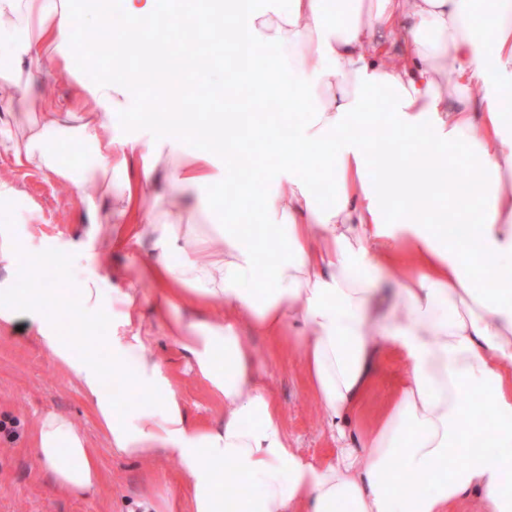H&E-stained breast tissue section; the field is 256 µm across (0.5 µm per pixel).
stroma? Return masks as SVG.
<instances>
[{
    "label": "stroma",
    "instance_id": "obj_1",
    "mask_svg": "<svg viewBox=\"0 0 512 512\" xmlns=\"http://www.w3.org/2000/svg\"><path fill=\"white\" fill-rule=\"evenodd\" d=\"M92 86L89 76L77 65H70L55 80L34 87L36 107L49 111L66 102L92 107ZM0 187L10 192L8 224L25 250H69L74 254V273L91 274L95 268L87 260L89 245L111 243L107 260L112 268L136 279L145 307L142 324L149 336L148 351L173 376L190 420L207 424L222 415L223 405L189 369L163 321L151 308L154 285L138 277L149 243H142L140 253H130L119 243L120 225L111 219L96 225L93 236H86V227L81 222L83 198L39 169L18 167L1 145ZM162 205L169 210L196 206L195 222L212 239L209 257L222 258L224 229L208 205H195L193 198L173 192L165 193ZM35 334V326L28 322L20 328L13 324L0 326V415H10L18 422L17 435L0 441V512H137L141 490L149 482L160 494L177 495L178 462L163 456L142 461L113 455L108 437L83 400L76 380L37 344ZM250 340L265 385L299 454L315 463L331 458L336 443L324 427L322 412L301 363L280 353L266 337L254 334ZM408 370L409 363L402 354H386L366 397L365 420L375 418L400 387ZM49 412L65 415L87 435L101 466L102 479L94 490L73 495L54 487L38 467L31 433L37 421Z\"/></svg>",
    "mask_w": 512,
    "mask_h": 512
}]
</instances>
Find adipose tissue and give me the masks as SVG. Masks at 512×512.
<instances>
[{
	"mask_svg": "<svg viewBox=\"0 0 512 512\" xmlns=\"http://www.w3.org/2000/svg\"><path fill=\"white\" fill-rule=\"evenodd\" d=\"M265 9L201 6L199 24L223 42L263 43L271 56L251 64L249 83L269 71L288 72L272 96L308 121L284 147L286 166L263 198L264 224L251 232L224 227V257L206 261L208 234L190 210L144 208L157 169L149 165L163 145H175L168 117L147 95L129 92L141 77L96 85V109L75 106L0 118V142L15 163L35 167L85 197L112 191V173L137 158L145 163L129 187L127 210L136 222L125 241L150 236L153 255L139 275L156 284L154 309L193 372L224 404L206 425L188 417L164 364L147 352L136 286L110 288L112 268L77 288L30 287L43 255L22 250L10 226H0V324L25 318L39 345L77 380L106 432L113 455L175 459L185 512H451L477 497L480 512H512V0H266ZM115 23L109 0H96L97 25L121 43L130 32L175 27L176 0H124ZM79 18L73 0H0V88L26 103L33 84L52 76L73 43ZM481 96H472V88ZM116 112L142 113L146 137L112 135ZM388 117L386 133L397 163L386 182L365 165L369 143L360 134L375 113ZM200 143L192 162L171 166L169 184L202 192L210 201L249 195L247 182L213 169L223 127L186 124ZM69 140L86 157L60 168L55 152ZM475 174L462 185L438 180L457 158ZM333 183L330 203L318 189ZM444 211L466 233L445 235L417 216V205ZM277 257L265 271L257 261L268 245ZM493 259L501 288H482L477 262ZM388 271L398 285L402 318L375 321L380 300L374 278ZM224 299L220 323L185 320L180 308ZM112 316L95 333L97 352H80V337L63 335L62 322L83 325L102 305ZM256 332L302 360L310 388L336 438L335 456L320 465L293 446L266 390L242 329ZM401 351L409 372L372 423L363 405L378 361ZM147 401L124 404L103 391L107 377ZM476 394L498 424L484 444L471 431L478 413L465 399ZM37 460L50 481L75 494L100 480L85 434L67 417L43 415L32 431ZM461 466H454V459ZM412 479L396 482L395 472ZM243 482L242 499L224 485Z\"/></svg>",
	"mask_w": 512,
	"mask_h": 512,
	"instance_id": "ef3b65f1",
	"label": "adipose tissue"
}]
</instances>
